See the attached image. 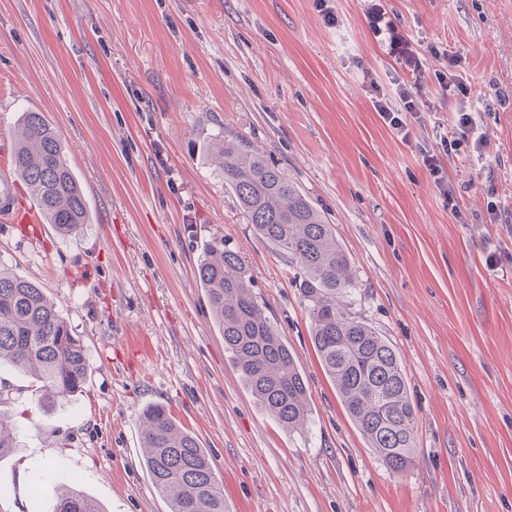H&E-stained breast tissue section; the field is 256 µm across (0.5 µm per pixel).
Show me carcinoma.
Masks as SVG:
<instances>
[{
    "instance_id": "obj_1",
    "label": "carcinoma",
    "mask_w": 512,
    "mask_h": 512,
    "mask_svg": "<svg viewBox=\"0 0 512 512\" xmlns=\"http://www.w3.org/2000/svg\"><path fill=\"white\" fill-rule=\"evenodd\" d=\"M224 183L249 223L299 270L315 349L325 374L368 447L391 471L413 463L417 414L405 369L392 345L347 311L353 287L349 258L332 225L288 176L237 141L219 149ZM13 169L44 218L63 235L79 233L89 215L60 139L38 112L24 114ZM197 278L222 327L224 350L252 396L292 430L309 415L307 386L293 353L253 295L241 257L215 243L197 264ZM29 372L38 389L66 398L81 391L87 359L80 339L35 283L0 267V364ZM146 466L169 512H224V490L212 458L161 405L142 413ZM16 447L14 428L0 415V458ZM57 512H102L79 488L64 486Z\"/></svg>"
}]
</instances>
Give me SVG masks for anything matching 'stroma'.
I'll use <instances>...</instances> for the list:
<instances>
[{"instance_id":"35a3bbf8","label":"stroma","mask_w":512,"mask_h":512,"mask_svg":"<svg viewBox=\"0 0 512 512\" xmlns=\"http://www.w3.org/2000/svg\"><path fill=\"white\" fill-rule=\"evenodd\" d=\"M418 52L431 101L409 138L363 70L395 62L367 0H0V147L41 113L91 213L71 236L0 223V266L35 282L87 352L79 393L41 400L0 367L5 512H56L61 476L103 512H169L143 464L160 404L217 465L225 512H512V0H380ZM456 54L488 145L422 163L456 104L436 77ZM240 140L277 165L347 253L353 316L396 349L417 410L412 466L367 448L324 373L288 259L263 241L206 148ZM500 215L490 218L489 199ZM242 258L309 392L282 428L224 351L196 278L204 249Z\"/></svg>"}]
</instances>
